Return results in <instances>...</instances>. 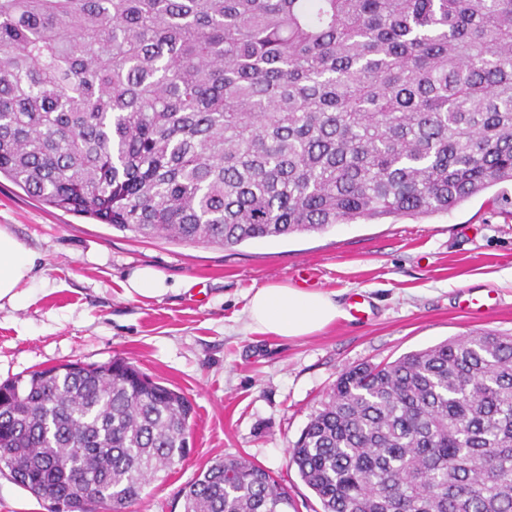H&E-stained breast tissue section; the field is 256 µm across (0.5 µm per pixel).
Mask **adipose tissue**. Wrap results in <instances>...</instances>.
Returning <instances> with one entry per match:
<instances>
[{"label":"adipose tissue","instance_id":"adipose-tissue-1","mask_svg":"<svg viewBox=\"0 0 512 512\" xmlns=\"http://www.w3.org/2000/svg\"><path fill=\"white\" fill-rule=\"evenodd\" d=\"M39 256L0 226V301L18 304L20 286L30 280ZM343 312L326 293L301 291L283 285L253 289L247 302L251 331L294 338L320 331Z\"/></svg>","mask_w":512,"mask_h":512}]
</instances>
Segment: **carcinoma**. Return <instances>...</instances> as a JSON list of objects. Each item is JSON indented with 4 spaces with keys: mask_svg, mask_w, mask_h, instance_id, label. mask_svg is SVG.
<instances>
[{
    "mask_svg": "<svg viewBox=\"0 0 512 512\" xmlns=\"http://www.w3.org/2000/svg\"><path fill=\"white\" fill-rule=\"evenodd\" d=\"M0 174L186 244L447 213L512 182V0H0ZM194 414L123 358L34 370L0 384V469L61 512H127ZM290 459L322 512H512V336L343 373ZM182 497L292 507L243 456Z\"/></svg>",
    "mask_w": 512,
    "mask_h": 512,
    "instance_id": "obj_1",
    "label": "carcinoma"
}]
</instances>
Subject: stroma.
Instances as JSON below:
<instances>
[{"label":"stroma","instance_id":"stroma-1","mask_svg":"<svg viewBox=\"0 0 512 512\" xmlns=\"http://www.w3.org/2000/svg\"><path fill=\"white\" fill-rule=\"evenodd\" d=\"M496 189L448 213L336 224L326 231L224 248L142 239L53 208L0 177V225L39 257L22 306H0V382L70 361L114 358L194 404L190 454L147 486L130 512H183L182 488L219 458L246 456L272 472L293 512L321 504L289 448L345 371L391 362L470 332L512 334V205ZM171 286L128 297L138 267ZM316 289L342 307L366 296L369 319L346 317L300 338L252 332L246 303L266 284ZM491 293L478 316L457 311L460 290Z\"/></svg>","mask_w":512,"mask_h":512}]
</instances>
